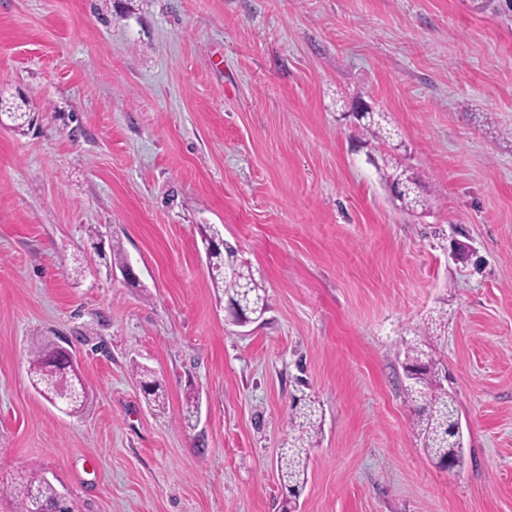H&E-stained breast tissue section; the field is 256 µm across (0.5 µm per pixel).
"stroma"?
<instances>
[{
  "instance_id": "1",
  "label": "stroma",
  "mask_w": 512,
  "mask_h": 512,
  "mask_svg": "<svg viewBox=\"0 0 512 512\" xmlns=\"http://www.w3.org/2000/svg\"><path fill=\"white\" fill-rule=\"evenodd\" d=\"M0 91L36 117L0 126L1 481L38 472L76 512H281L313 400L297 512H512V0H0ZM358 99L393 139L345 120ZM388 156L428 211L391 197ZM207 224L262 280L260 320L227 318ZM441 312L451 471L403 372ZM36 331L72 350L81 413L33 389ZM134 375L147 403L154 407L163 408L167 400L166 392L162 384L154 378L152 372L145 367H137ZM304 408H299L290 417L292 433L288 437V447L282 448L277 460L281 488L286 492V504L296 507V499L305 481L308 452L312 435L317 432L315 423Z\"/></svg>"
}]
</instances>
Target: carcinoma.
I'll use <instances>...</instances> for the list:
<instances>
[{
  "label": "carcinoma",
  "instance_id": "carcinoma-1",
  "mask_svg": "<svg viewBox=\"0 0 512 512\" xmlns=\"http://www.w3.org/2000/svg\"><path fill=\"white\" fill-rule=\"evenodd\" d=\"M385 180L410 186L416 183L407 166L394 161ZM404 209L414 212L425 210L429 199L407 191L398 196ZM202 242L216 287L227 299L237 302L241 310L253 319L261 318L267 308L265 288L254 276L248 263L238 261L236 277L224 278V259L237 258V250L224 242L221 229L216 225L204 226ZM27 361L33 388L45 399L53 396L57 388L72 392L68 412H79L86 401L85 388L79 371L72 365L69 354L60 350L47 336H33L27 347ZM436 360L430 351L414 345L406 351L404 370L413 382L406 387L407 397L416 407V426L422 435L424 448L432 461L450 469L463 464L462 447L452 429L458 421L453 397L436 380ZM147 403L158 408L166 404L167 396L162 384L145 367L134 371ZM292 433L288 447L282 449L277 460L281 488L286 492V504H296L305 481L308 452L315 423L304 409L290 417ZM0 493L10 495L15 512H33L36 504L45 506L46 512H75L72 501L57 492L52 483L34 475H20L10 485L0 484Z\"/></svg>",
  "mask_w": 512,
  "mask_h": 512
}]
</instances>
